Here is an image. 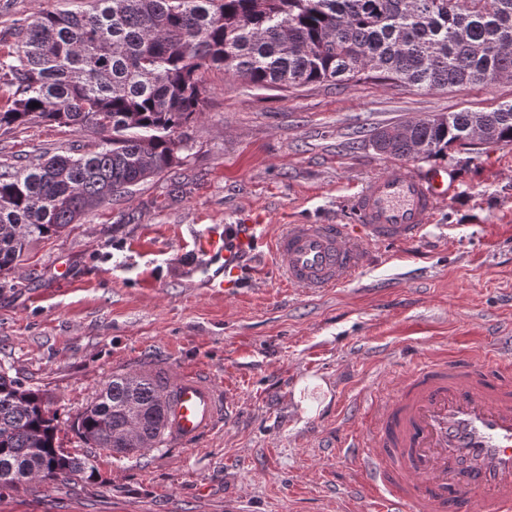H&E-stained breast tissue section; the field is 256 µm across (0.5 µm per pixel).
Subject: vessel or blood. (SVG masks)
<instances>
[{
  "mask_svg": "<svg viewBox=\"0 0 512 512\" xmlns=\"http://www.w3.org/2000/svg\"><path fill=\"white\" fill-rule=\"evenodd\" d=\"M448 197L440 170L375 177L356 194L351 224H289L270 246L288 283L320 291L340 285L365 261L364 243L417 242ZM197 250L233 287L240 264L258 258L255 225L195 233ZM169 438L192 445L218 421L224 400L197 375L174 379ZM365 431L325 447L360 476L347 496L378 501L380 512H512V369L488 376L471 353L425 363L373 402Z\"/></svg>",
  "mask_w": 512,
  "mask_h": 512,
  "instance_id": "1",
  "label": "vessel or blood"
}]
</instances>
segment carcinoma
I'll use <instances>...</instances> for the list:
<instances>
[{"label":"carcinoma","mask_w":512,"mask_h":512,"mask_svg":"<svg viewBox=\"0 0 512 512\" xmlns=\"http://www.w3.org/2000/svg\"><path fill=\"white\" fill-rule=\"evenodd\" d=\"M0 56V130L33 121L99 136L94 148L0 160V273L34 241L167 171L200 112V74L218 69L257 88L344 82L364 73L425 90L512 79V0H92L39 10L9 28ZM38 106H32V103ZM512 143V102L375 127L368 143L396 159H430L474 139ZM170 381L117 373L72 427L121 456L167 438ZM38 389L0 367V486L47 485L92 460L57 442Z\"/></svg>","instance_id":"carcinoma-1"}]
</instances>
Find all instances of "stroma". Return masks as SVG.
Instances as JSON below:
<instances>
[{"label":"stroma","mask_w":512,"mask_h":512,"mask_svg":"<svg viewBox=\"0 0 512 512\" xmlns=\"http://www.w3.org/2000/svg\"><path fill=\"white\" fill-rule=\"evenodd\" d=\"M88 0H0V53L14 18L83 10ZM512 102V80L420 90L356 78L287 91L223 71L201 75L188 148L165 173L114 197L59 236L33 242L0 275V366L40 389L58 443L88 451L71 425L115 373L210 376L220 423L193 445L96 454L97 478L0 489V512H347L352 479L323 434L360 432L366 399L417 365L466 348L495 370L494 337L512 334V143L430 160L349 148L361 126ZM95 134L35 123L0 134V156L90 145ZM442 167L449 194L419 242L367 244L337 287H289L271 260L236 288H202L193 228L350 224L371 178Z\"/></svg>","instance_id":"1"}]
</instances>
